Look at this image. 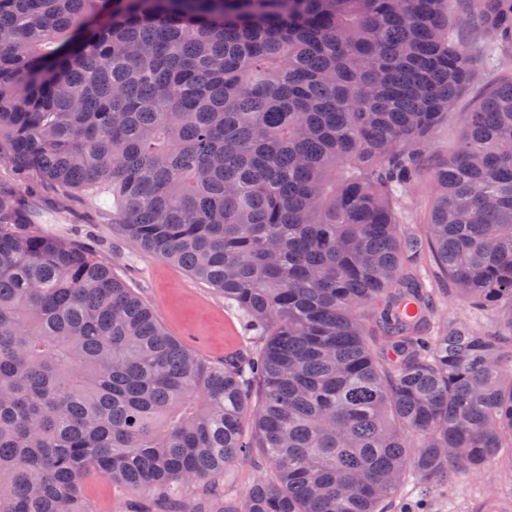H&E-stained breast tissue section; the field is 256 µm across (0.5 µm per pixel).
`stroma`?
<instances>
[{"label": "stroma", "instance_id": "1", "mask_svg": "<svg viewBox=\"0 0 512 512\" xmlns=\"http://www.w3.org/2000/svg\"><path fill=\"white\" fill-rule=\"evenodd\" d=\"M488 76L475 82L457 99L454 115L434 130L427 154L431 161L447 156L462 135L461 113L470 111ZM0 184L12 187L17 196L30 199L41 216V229L84 245L105 259H117V273L140 292L155 309L165 329L204 357L223 360L226 353L250 348L243 318L224 304V297L208 284L194 279L183 268L144 253L136 243L116 230L111 204L105 199L78 196L67 212L56 209L58 189L40 181L36 174L17 179L11 167L0 161ZM434 184L425 179L413 186L403 203V222L408 231L424 235L430 221ZM441 321H454L484 330L491 320L465 305L448 291V284H434ZM83 492L94 512H163V504L148 494L126 490L112 481L92 475ZM494 497L503 512H512V453L467 476L444 493H432L435 512H482L485 499Z\"/></svg>", "mask_w": 512, "mask_h": 512}]
</instances>
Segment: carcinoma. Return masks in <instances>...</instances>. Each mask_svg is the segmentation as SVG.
I'll use <instances>...</instances> for the list:
<instances>
[{
  "instance_id": "obj_1",
  "label": "carcinoma",
  "mask_w": 512,
  "mask_h": 512,
  "mask_svg": "<svg viewBox=\"0 0 512 512\" xmlns=\"http://www.w3.org/2000/svg\"><path fill=\"white\" fill-rule=\"evenodd\" d=\"M458 0H0V159L224 294L252 354L170 336L113 263L0 188V512H397L512 448V76L431 171L477 72ZM512 48V0H469ZM436 194L428 239L406 191ZM429 251L494 330L428 327ZM267 478L240 498L231 470ZM494 77L485 76L482 72L478 73L472 86L466 89L457 99L454 109L456 112L450 115L448 120L440 123L434 130L430 146L427 150L431 163L447 156L462 135V127L460 124V112H469L479 96V92L492 82ZM433 198L434 184L429 177L410 189L403 203V224L408 231L424 237ZM268 469V464L260 456L251 458L239 468V476L233 494L242 495L252 483L265 479ZM83 492L94 512H163V504L148 494L128 491L112 481L92 475L83 483Z\"/></svg>"
}]
</instances>
